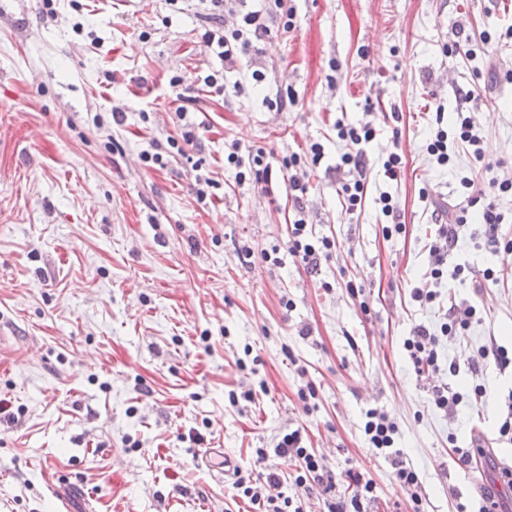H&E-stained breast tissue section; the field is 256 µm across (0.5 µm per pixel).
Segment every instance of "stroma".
<instances>
[{"mask_svg": "<svg viewBox=\"0 0 512 512\" xmlns=\"http://www.w3.org/2000/svg\"><path fill=\"white\" fill-rule=\"evenodd\" d=\"M292 5L293 31H271L226 70L202 42L198 0H0V512H255L224 462L292 474L294 458L262 463L255 451L297 428L337 493L353 467L374 483L367 512H409L362 435L374 408L399 427L425 512L477 508L475 474L457 454L474 431L512 468L497 433L512 366L446 369L494 343L512 349V264L477 223L449 250L448 265L471 272L451 282L455 298L480 317L461 341L440 335L439 302L411 295L429 275L435 207L466 208L462 179L484 187L512 174V11L501 0ZM461 31L493 40L469 57L454 47ZM218 69L223 92H191L195 145L147 167L143 154L181 132L170 78ZM290 94L295 103L280 105ZM461 108L483 157L454 144L439 165L427 146ZM366 122L378 133L365 148L366 198L350 212L336 126ZM234 140L265 151L270 188L238 184L224 162ZM316 142L324 157L303 212L337 248L312 274L288 253L295 212L280 165ZM393 151L402 169L390 181L381 166ZM198 161L218 184L203 202ZM384 192L404 233H383ZM272 249L279 265L262 258ZM488 268L497 282L473 293ZM417 325L440 336L429 376L403 347ZM443 383L465 395L483 385L486 399L444 413L431 401ZM309 385L310 412L299 398ZM245 389L253 401L230 404Z\"/></svg>", "mask_w": 512, "mask_h": 512, "instance_id": "stroma-1", "label": "stroma"}]
</instances>
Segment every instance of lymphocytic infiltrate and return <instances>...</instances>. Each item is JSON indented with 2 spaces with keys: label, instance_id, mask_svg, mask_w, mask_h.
<instances>
[{
  "label": "lymphocytic infiltrate",
  "instance_id": "obj_1",
  "mask_svg": "<svg viewBox=\"0 0 512 512\" xmlns=\"http://www.w3.org/2000/svg\"><path fill=\"white\" fill-rule=\"evenodd\" d=\"M204 20L206 28L202 35L204 42L211 47L218 58L224 63H233L237 57L246 53L252 46L253 39L261 38L270 33V19L273 10H281L285 15L282 24L283 31H290L294 27L293 11L286 8L284 0H273L272 9L255 10L243 13L236 29L225 30L224 0H203ZM339 139L352 144L351 152L341 157L342 165L348 166L356 173L355 179L344 183L341 193L347 210L353 211L361 206L365 196V151L364 147L371 142L376 129L372 124L360 126L337 125ZM475 148L479 145V138L473 130V122L465 113H457L452 130H437L434 139L429 143L427 150L435 156L439 164L445 165L450 161L448 154L449 141ZM226 161L237 170L236 179L239 184L263 185L269 184L272 178V166L266 162L263 151H243L239 143H230L227 148ZM466 189L469 206L475 207L479 213L481 224L485 226L487 240L494 247L512 250V238L499 233V227L505 220L494 199L500 195H512V175H505L491 179L488 190L478 189L473 180L462 182ZM467 215L459 211L451 220L437 219L434 229V241L429 246L431 257L430 277L431 286H417L412 290L415 300L432 302L439 293L444 279H461L465 269L457 266L447 268L445 257L448 249L457 243L461 231L467 226ZM336 249L333 238L316 237L309 232L304 218L294 220L288 236V252L297 258L308 269H317L321 259L332 255ZM477 310L475 307L465 308L450 305L445 314V321L440 327L439 334H431L424 326H417L404 341V348L412 361L417 374L436 371L438 368V353L436 345L439 336L456 337L463 335L475 320ZM366 421L363 427L364 437L375 453L391 461L395 469V478L401 488L410 498L412 512H424L423 501L419 493L420 478L414 467L407 465L396 448L398 425L396 422L379 410L371 409L365 414ZM279 455L294 457L297 468L294 475V484L298 488H309L310 485L321 486L324 492H331L336 487V476L327 470L322 457L312 449L306 448L303 434L300 430H292L280 437L275 446ZM232 487L237 495L246 497L257 506L258 512H305V502L301 498H294L285 494L284 482L277 471L270 470L263 474L261 479H254L252 472L235 469Z\"/></svg>",
  "mask_w": 512,
  "mask_h": 512
}]
</instances>
